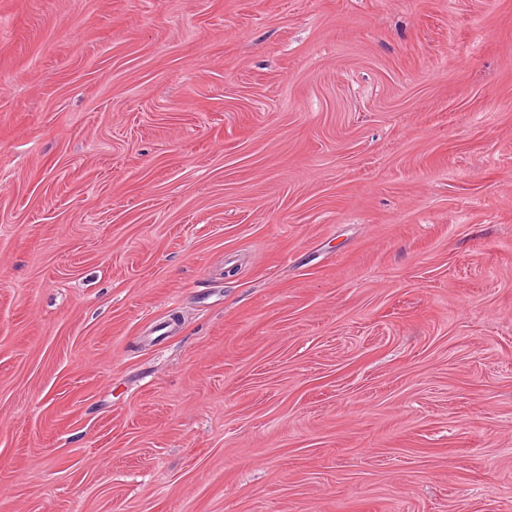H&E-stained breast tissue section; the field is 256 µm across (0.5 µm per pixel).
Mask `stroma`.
I'll list each match as a JSON object with an SVG mask.
<instances>
[{
	"mask_svg": "<svg viewBox=\"0 0 512 512\" xmlns=\"http://www.w3.org/2000/svg\"><path fill=\"white\" fill-rule=\"evenodd\" d=\"M0 512H512V0H0Z\"/></svg>",
	"mask_w": 512,
	"mask_h": 512,
	"instance_id": "stroma-1",
	"label": "stroma"
}]
</instances>
